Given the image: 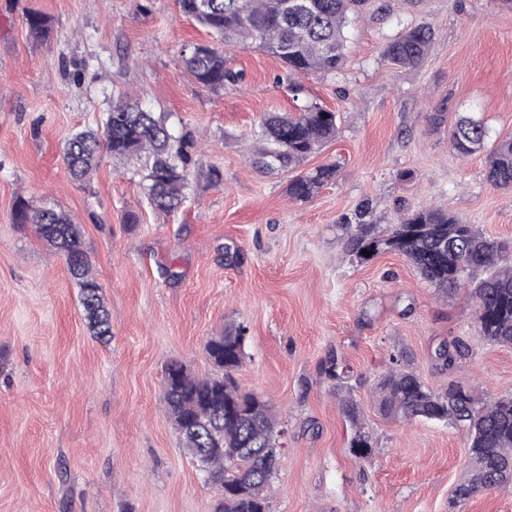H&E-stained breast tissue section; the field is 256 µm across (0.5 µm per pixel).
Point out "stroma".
Wrapping results in <instances>:
<instances>
[{"instance_id": "stroma-1", "label": "stroma", "mask_w": 512, "mask_h": 512, "mask_svg": "<svg viewBox=\"0 0 512 512\" xmlns=\"http://www.w3.org/2000/svg\"><path fill=\"white\" fill-rule=\"evenodd\" d=\"M32 10L50 18L48 39L30 32ZM423 22L436 31L424 63L391 65L385 45ZM210 40L177 0L0 6V512H209L219 490L165 408V369L211 374L208 340L239 327L234 378L286 431L270 512H512L504 489L451 506L464 435L387 418L373 399L398 351L434 391L510 395L512 346L479 336L471 289L441 294L394 253L359 262L340 228L367 198L376 224L442 208L512 244V191L487 182L485 154L450 144L463 115L490 142L512 137V0H369L343 68L302 77L297 95L278 60L246 44L225 50L243 86L203 88L179 58ZM122 99L195 139L176 213L150 208L138 160L103 154L81 181L67 170L66 140L102 131ZM312 102L339 132L301 169L338 173L299 201L290 172L260 170L252 151L267 113ZM20 197L79 225L111 336L90 332L65 257L14 223ZM456 337L469 353L440 370L434 351ZM333 358L339 384L325 374ZM340 386L360 405L369 457L349 448Z\"/></svg>"}]
</instances>
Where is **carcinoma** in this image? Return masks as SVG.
Here are the masks:
<instances>
[{"label":"carcinoma","mask_w":512,"mask_h":512,"mask_svg":"<svg viewBox=\"0 0 512 512\" xmlns=\"http://www.w3.org/2000/svg\"><path fill=\"white\" fill-rule=\"evenodd\" d=\"M180 11L210 29L224 46L250 43L277 58L286 78L310 72H334L346 62L349 28L360 17L367 0H310L301 13H287L284 0H177ZM32 33L46 38L48 19L40 13L27 16ZM435 38L434 28L420 24L388 42L383 56L392 65L417 68L425 60ZM224 52L210 44L197 43L181 51V63L202 87L220 90L236 84L242 75L228 66ZM336 113L316 103L298 112H274L261 122V146L257 163L264 170H296L311 154L336 139ZM489 131L472 117L459 118L450 132L452 148L462 156L488 150L486 178L493 186L512 189V138L487 148ZM194 142L177 137L164 122L137 104L120 101L107 112L103 134L81 131L64 146L71 176L84 179L97 165L101 151L118 159L147 158L145 194L150 207L171 214L185 200V168ZM334 164L319 166L292 176L288 195L300 201L312 199L336 179ZM369 206L363 204L355 220H346V250L367 261L365 250L378 241L381 251L404 256L421 278L436 291L452 295L473 287L475 322L479 335L492 345H512V266L502 265L509 248L481 233L473 224H463L440 208L413 210L397 224L385 228L364 220ZM18 224H34L40 236L66 259L80 288V303L94 335L111 333L109 313L102 289L89 271L80 230L62 210L42 207L19 199L14 209ZM480 272L486 273L476 279ZM243 329L228 330L206 344L217 372L198 377L185 366L168 364L164 403L193 459H203L209 481L224 488L213 512H270L267 491L276 471L277 443L281 430L271 406L244 392L232 377L244 359ZM459 339L440 345L434 360L443 369L452 368L465 356ZM402 353L390 356V365L375 386L378 410L387 417L448 422L461 421L466 438L464 479L455 488L462 502L490 488L512 484V396L482 400L471 391L434 392L404 364ZM342 413L351 422V448L370 454L369 436L363 431L361 410L350 395L341 399Z\"/></svg>","instance_id":"1"}]
</instances>
